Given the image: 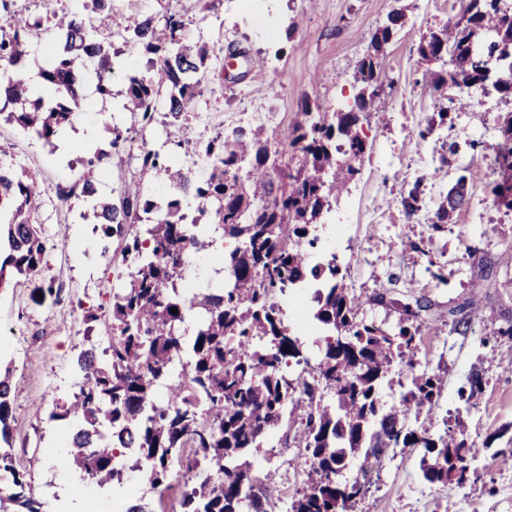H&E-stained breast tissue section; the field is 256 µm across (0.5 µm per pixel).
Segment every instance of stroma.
<instances>
[{"mask_svg": "<svg viewBox=\"0 0 512 512\" xmlns=\"http://www.w3.org/2000/svg\"><path fill=\"white\" fill-rule=\"evenodd\" d=\"M88 0H8L9 12L40 19L21 63L23 74L38 76L56 15L85 14ZM165 0H115L109 26L99 41L119 51L112 72L113 95L100 98L86 84L81 114L72 128L48 146L17 124L0 118V151L14 165L40 172L45 191L35 220L42 231L46 263L24 285L0 290V360L12 363V453L15 467L31 481L52 512H97L101 499L125 501L147 495L139 482L117 490L86 483L79 473L57 464L56 450L70 442L74 425L52 419L72 399L78 375L74 357L108 344L104 319L118 283L120 247H100L101 232L87 219L89 203L74 197L60 202L57 192L81 184L83 155L71 151L72 137L93 129V150L108 158L99 194L115 196L139 180V157L153 149L201 175L195 165L200 144L232 128L236 112H275L280 135L289 134L303 106L313 111L346 108L355 94L350 81L377 28L403 9L398 27L380 56L385 87V119L365 117L360 133L367 152L347 192L323 213L310 250V263L329 258L347 269L346 285L355 294H372L390 283L391 297L405 303L430 300V326L414 366L395 363L379 392L383 408L398 405L413 374L430 371L444 380L431 414L409 419L414 429L455 435L490 447L469 466L463 486L431 485L421 477L419 448H398L369 476L366 494L354 512H512V340L495 346L481 341L492 328L512 320V262L502 253L512 243V212L497 208L490 194L496 178L485 157L499 140L501 118L512 112V98L493 87L479 89L452 124H434L435 101L423 80L417 53L423 32L455 20L456 0H219L203 10L200 0H181L188 21L186 40L206 44L207 70L189 112L180 118L157 114L150 127L123 108L131 75L147 72V53L124 43L131 16H162ZM426 138H419V131ZM125 141L112 149L114 132ZM469 170L471 199L455 223L436 230L430 215L406 216L401 198L414 182L426 197L446 195L460 168ZM496 264L500 287H485L479 261ZM483 306L473 312L467 334L450 332L448 307L471 296ZM484 384L467 411H459L457 391L473 373ZM285 428L271 431L254 454L270 473L282 502H290L304 477H282L297 447H285Z\"/></svg>", "mask_w": 512, "mask_h": 512, "instance_id": "35a3bbf8", "label": "stroma"}]
</instances>
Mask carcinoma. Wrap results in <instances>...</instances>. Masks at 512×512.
Returning a JSON list of instances; mask_svg holds the SVG:
<instances>
[{"instance_id":"cac0c4a2","label":"carcinoma","mask_w":512,"mask_h":512,"mask_svg":"<svg viewBox=\"0 0 512 512\" xmlns=\"http://www.w3.org/2000/svg\"><path fill=\"white\" fill-rule=\"evenodd\" d=\"M179 2L169 0L161 24L151 16H134L126 26V42L160 56L153 75L128 77L123 108L140 114L146 125L160 110L175 119L187 112L204 78L207 50L185 41ZM91 4L97 24L108 23L112 0ZM404 17L401 10L392 12L388 24L372 35L352 73L358 92L348 109L300 112L290 132L284 184L276 186L270 178L269 146L276 136L262 126L235 127L204 143L201 152L210 167L204 179L145 150L140 181L168 184L171 193L162 201L129 186L115 199L99 198L96 175L106 154L89 158L80 194L92 201L102 240L115 236L123 243L122 284L112 291L105 362L88 349L77 356L78 391L51 418L79 422L65 465L88 483L121 488L128 473L144 470L142 478L158 493V502L142 497L126 512H165L161 492L175 463L183 472L179 512H275L278 490L248 457L285 422L290 429L298 427L293 440L304 445L310 459L306 480L287 512H348L352 497L336 508V474L356 454L367 463L390 448H421L424 480L462 485L468 462L489 448L409 427L410 415L433 410L443 385L437 374L413 375L399 408L386 411L379 405L390 367L398 360L414 364L429 308L418 300L402 306L397 325L387 331L361 315L365 305L385 298V284L364 298L346 288L336 257L308 263L306 247L318 240L313 224L359 172L355 164L366 146L358 126L361 116L376 111L363 90L379 86V54ZM37 27L23 17L6 18L0 24V63L18 64ZM94 31L78 15L56 24L41 78L46 90H63L68 99L36 96L18 73L3 71L0 82L7 86L0 112L50 143L72 125L84 83L95 82L101 98L112 96V45L99 41ZM418 54L426 64L425 80L441 101L450 83L482 88L490 81L512 95V8L504 0H463L456 21L421 35ZM163 87L168 94L161 101ZM495 163L493 202L512 211V116L501 128ZM243 167L244 180L238 175ZM41 195L36 173L0 166V289L29 280L44 261L33 217ZM188 196L198 201L200 217L214 215L224 235L240 245L226 257L232 284L218 294L195 292L186 301L178 285L185 279L187 252L205 247L198 220L185 222L182 198ZM469 202L467 177L461 175L435 204L433 226L452 222ZM424 203L417 180L401 205L412 216ZM140 220V229L131 233L130 226ZM305 281L319 283L312 318L326 332L318 369L319 381L334 390L330 404L316 400L318 385L288 374L290 360L299 364L306 358L276 299ZM187 302L201 309L190 341L178 329ZM475 305L467 298L448 309L453 332H467ZM173 307L178 313L171 312ZM342 332L346 340L341 343ZM11 377L10 366L0 369V478H10L0 487V512H45L9 448ZM160 387L165 388L162 400L156 399ZM296 392L298 402L288 405ZM213 472L222 476L220 483L211 482Z\"/></svg>"}]
</instances>
